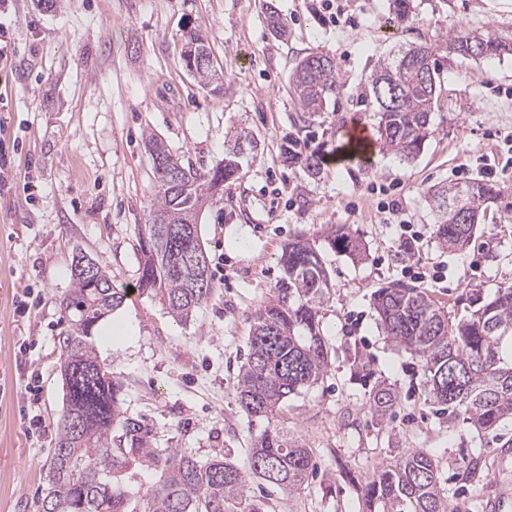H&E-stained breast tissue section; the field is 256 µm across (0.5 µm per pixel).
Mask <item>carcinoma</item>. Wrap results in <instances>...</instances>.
<instances>
[{"label":"carcinoma","instance_id":"obj_1","mask_svg":"<svg viewBox=\"0 0 512 512\" xmlns=\"http://www.w3.org/2000/svg\"><path fill=\"white\" fill-rule=\"evenodd\" d=\"M413 10V0H390L400 24L413 20ZM266 25L274 37L288 39L280 15L269 12ZM442 44L461 57L512 54V34L495 31L461 27L449 32ZM200 51L212 55L206 34L196 50L182 55L185 69L216 94L222 88V70L212 61L199 63ZM438 75L432 44H411L378 63L371 91L384 150L407 161L420 152L434 132ZM292 85L302 124L312 123L342 90L334 61L314 51L296 65ZM232 141L224 158L202 171L184 164L162 139L150 136L145 142L154 190L145 223L138 228L136 290L162 301L170 316L182 322L215 289L210 268L198 277L182 252L206 253L198 224L202 207L219 197L224 184L237 178L241 159L257 150L255 137L244 129ZM298 142V137L285 135L284 161L317 176L323 153L300 150ZM178 165L189 177L176 187L167 172ZM427 195L436 214L435 236L454 251L468 247L476 229L462 222V214L480 221L501 200L504 209H512L499 184L479 178L435 185ZM331 241L352 255L362 252L360 240L344 224L334 227ZM280 262L284 277L253 316L237 379L240 408L248 417L267 422L252 442L247 471L221 454L200 461L181 448H160L155 428L122 410L123 383L99 361L93 338L94 328L124 303L127 292L112 287L100 263L94 280L70 272L71 288L61 300L68 323L60 337L65 402L40 512H264V505L249 496L250 478L283 491L303 489L312 457L288 436L279 417L289 396L317 383L328 370L320 308L330 275L322 255L306 239L286 243ZM373 305L387 335L422 359L433 403L450 416H464L499 447L511 448L512 438L500 433V427L512 419V365L501 361L500 345L512 337V285L498 287L489 301L461 318L448 315L426 289L401 281L380 287ZM395 400L390 389L379 387L370 399L371 410L383 418ZM362 491L369 509L389 503L398 512H447L437 464L420 450L377 467Z\"/></svg>","mask_w":512,"mask_h":512}]
</instances>
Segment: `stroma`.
Segmentation results:
<instances>
[{"label":"stroma","instance_id":"obj_1","mask_svg":"<svg viewBox=\"0 0 512 512\" xmlns=\"http://www.w3.org/2000/svg\"><path fill=\"white\" fill-rule=\"evenodd\" d=\"M346 23L327 21L324 0H0V30L12 56L0 71V512H38L49 451L63 407L59 300L70 288L74 254L99 260L124 304L100 323L102 363L124 384L122 408L154 425L162 448L199 459L216 451L245 465L261 421L236 396L250 317L283 276L279 257L304 238L322 254L331 291L321 308L329 367L317 384L286 401L281 422L311 448L313 474L286 492L252 480L267 512H362L360 488L376 466L416 449L438 466L448 512H512V448L504 450L429 401L418 359L386 335L373 294L402 278L410 260L443 267L432 288L461 316L512 284V213L491 208L469 247L451 252L434 234L425 192L495 166L512 190V55L472 59L439 53L441 91L434 132L412 161L373 148V163L347 156L350 119L375 129L371 75L384 57L413 43H437L464 26L512 30V0H414L415 18L393 21L388 0H341ZM277 11L287 40L265 16ZM207 30L224 73L212 94L184 69V30ZM334 59L343 87L311 129L336 154L318 178L286 163L282 139L296 133L291 85L309 52ZM244 128L259 144L237 180L206 208L201 233L215 294L186 322L159 299L135 294L138 226L152 199L148 134L163 138L197 169L224 155L227 132ZM399 201L380 208L381 189ZM423 234L415 253L398 220ZM350 226L361 257L333 248L332 226ZM396 401L385 418L370 408L375 384ZM479 465L482 476L464 480Z\"/></svg>","mask_w":512,"mask_h":512}]
</instances>
